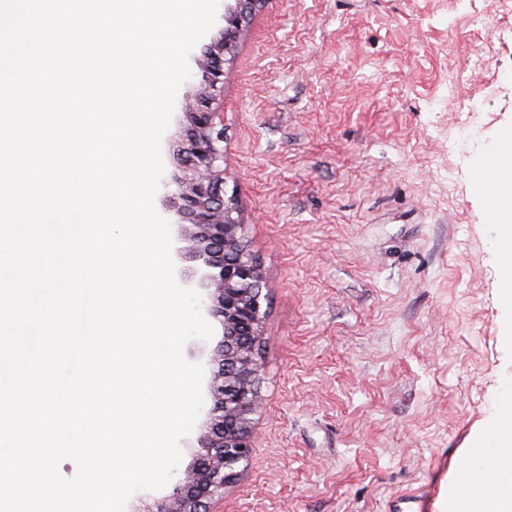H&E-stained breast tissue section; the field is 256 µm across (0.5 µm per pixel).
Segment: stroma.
Masks as SVG:
<instances>
[{
    "mask_svg": "<svg viewBox=\"0 0 512 512\" xmlns=\"http://www.w3.org/2000/svg\"><path fill=\"white\" fill-rule=\"evenodd\" d=\"M161 142L166 175L198 67ZM502 0H263L224 59V176L260 265L262 406L211 512H437L512 393L473 165L512 138Z\"/></svg>",
    "mask_w": 512,
    "mask_h": 512,
    "instance_id": "35a3bbf8",
    "label": "stroma"
}]
</instances>
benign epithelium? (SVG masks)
Masks as SVG:
<instances>
[{
    "instance_id": "benign-epithelium-1",
    "label": "benign epithelium",
    "mask_w": 512,
    "mask_h": 512,
    "mask_svg": "<svg viewBox=\"0 0 512 512\" xmlns=\"http://www.w3.org/2000/svg\"><path fill=\"white\" fill-rule=\"evenodd\" d=\"M262 0H224V30L203 60L205 86L199 105L188 112L191 126L182 152L191 174L182 184L184 223L176 240L184 258L191 252L202 260L201 311L220 322L224 340L217 350L218 370L209 382L213 406L207 411V432L201 440L204 453L194 467L176 482L170 499L154 512H208L207 501L224 495L237 480L239 469L251 455V416L260 406L259 372L253 347L265 310L260 267L243 241L235 194L224 183V129L211 104L224 91V57L236 45L249 16Z\"/></svg>"
}]
</instances>
